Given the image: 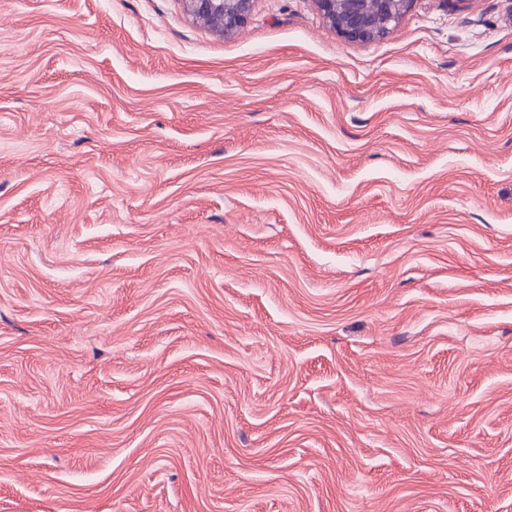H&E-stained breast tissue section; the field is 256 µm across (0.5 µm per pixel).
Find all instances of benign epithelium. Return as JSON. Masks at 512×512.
<instances>
[{
	"mask_svg": "<svg viewBox=\"0 0 512 512\" xmlns=\"http://www.w3.org/2000/svg\"><path fill=\"white\" fill-rule=\"evenodd\" d=\"M323 18L345 39L365 42L383 36L411 0H316ZM187 12L228 34L247 17L252 0H183Z\"/></svg>",
	"mask_w": 512,
	"mask_h": 512,
	"instance_id": "1",
	"label": "benign epithelium"
}]
</instances>
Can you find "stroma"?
I'll list each match as a JSON object with an SVG mask.
<instances>
[{
    "mask_svg": "<svg viewBox=\"0 0 512 512\" xmlns=\"http://www.w3.org/2000/svg\"><path fill=\"white\" fill-rule=\"evenodd\" d=\"M0 512H512V0H0ZM187 12L215 31L228 34L247 17L252 0H182ZM323 18L345 39L365 42L383 36L411 0H316Z\"/></svg>",
    "mask_w": 512,
    "mask_h": 512,
    "instance_id": "obj_1",
    "label": "stroma"
}]
</instances>
